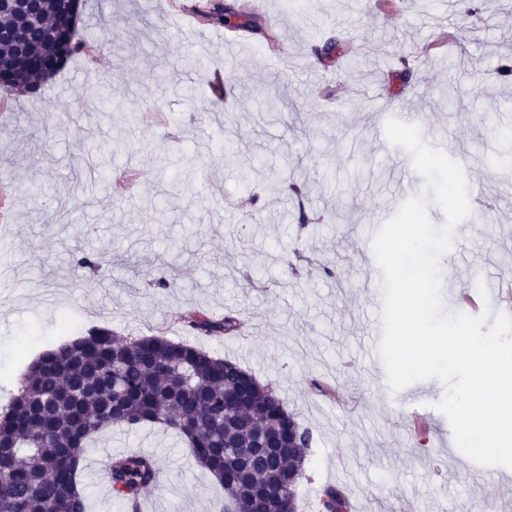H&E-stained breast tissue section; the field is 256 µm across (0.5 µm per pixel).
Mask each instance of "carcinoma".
<instances>
[{
  "label": "carcinoma",
  "instance_id": "obj_1",
  "mask_svg": "<svg viewBox=\"0 0 512 512\" xmlns=\"http://www.w3.org/2000/svg\"><path fill=\"white\" fill-rule=\"evenodd\" d=\"M63 0H42L40 22L0 42V86L32 93L82 52L72 32L56 41L50 19ZM212 24L234 26L238 14L220 4L200 12ZM58 59L32 72L19 53ZM176 320L199 335L234 336L233 317L195 312ZM147 423L166 424L185 439L194 461L240 498L247 512H293L296 490L306 478L305 453L312 431L300 425L269 383L238 364L201 347L163 336L124 339L95 329L34 359L17 394L0 411V512H85L80 475L93 437L115 426L129 431ZM153 456L124 453L111 458L112 497L131 504L157 484ZM322 512H348L342 490L324 489Z\"/></svg>",
  "mask_w": 512,
  "mask_h": 512
}]
</instances>
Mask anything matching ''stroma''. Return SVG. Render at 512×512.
<instances>
[{"mask_svg": "<svg viewBox=\"0 0 512 512\" xmlns=\"http://www.w3.org/2000/svg\"><path fill=\"white\" fill-rule=\"evenodd\" d=\"M81 3L78 32L101 65L71 59L34 97L0 88L17 108L0 123V173L17 186L0 408L33 359L92 328L163 336L272 384L312 429L298 512H319L328 486L358 512H512V469L463 457L436 410L416 438L409 389L392 391L378 349L363 347L382 324L373 237L424 187L387 119L418 114L423 141L465 163L475 218L440 260L443 296L476 274L512 278V165L495 163L512 153V79L492 76L512 61V0H263L244 28L200 43L163 0ZM329 39L340 49L328 60L317 50ZM192 53L210 70H186ZM287 162L303 198L273 176ZM89 254L109 260L106 274L78 267ZM161 276L169 288L155 287ZM187 310L235 316L239 334L199 336L173 320ZM127 451L161 472L145 512H216L223 490L172 429L114 428L87 455Z\"/></svg>", "mask_w": 512, "mask_h": 512, "instance_id": "stroma-1", "label": "stroma"}]
</instances>
